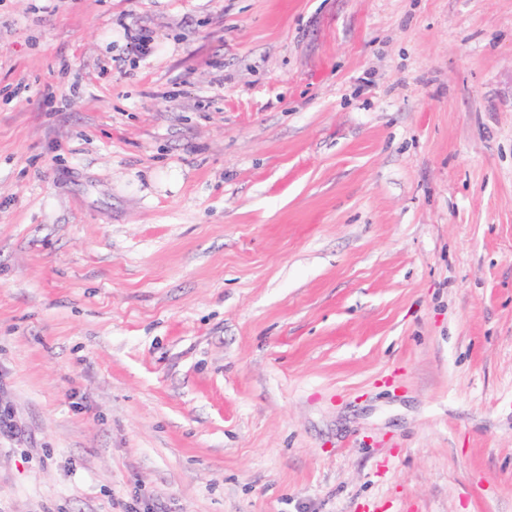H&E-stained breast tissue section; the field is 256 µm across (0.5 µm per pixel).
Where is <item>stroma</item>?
I'll use <instances>...</instances> for the list:
<instances>
[{
  "label": "stroma",
  "instance_id": "obj_1",
  "mask_svg": "<svg viewBox=\"0 0 512 512\" xmlns=\"http://www.w3.org/2000/svg\"><path fill=\"white\" fill-rule=\"evenodd\" d=\"M0 512H512V0H0Z\"/></svg>",
  "mask_w": 512,
  "mask_h": 512
}]
</instances>
